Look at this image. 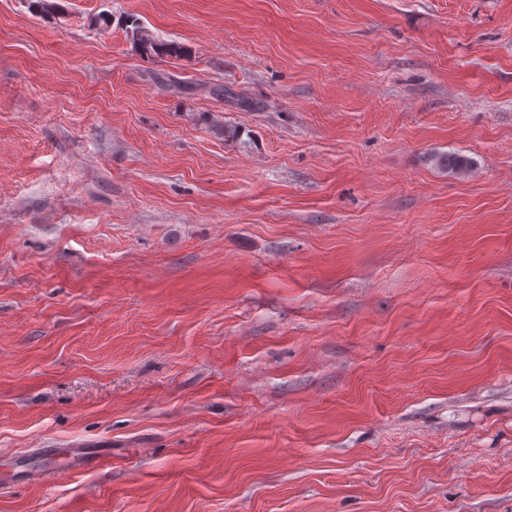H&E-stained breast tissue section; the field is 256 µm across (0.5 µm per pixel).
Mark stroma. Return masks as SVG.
I'll return each mask as SVG.
<instances>
[{
  "label": "stroma",
  "mask_w": 512,
  "mask_h": 512,
  "mask_svg": "<svg viewBox=\"0 0 512 512\" xmlns=\"http://www.w3.org/2000/svg\"><path fill=\"white\" fill-rule=\"evenodd\" d=\"M33 2L0 512H512V0ZM133 38L139 44L141 50L145 53H154L156 55H180L183 51L182 47L176 43H165L155 41L152 37L143 31V29H136L133 32ZM434 165L443 170L466 174L473 168V160L459 153H442L432 158Z\"/></svg>",
  "instance_id": "35a3bbf8"
}]
</instances>
